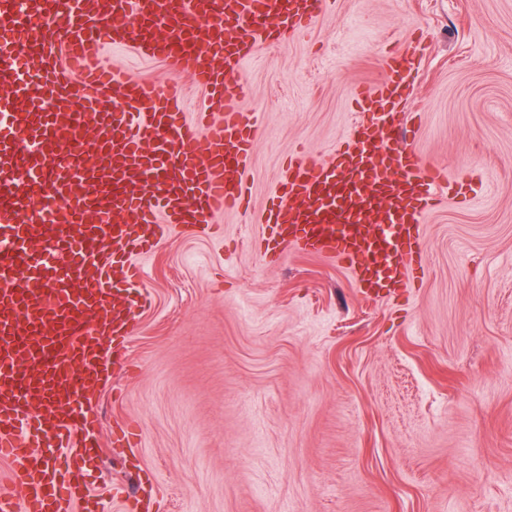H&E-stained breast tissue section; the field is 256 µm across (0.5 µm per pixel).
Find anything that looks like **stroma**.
I'll return each mask as SVG.
<instances>
[{
    "mask_svg": "<svg viewBox=\"0 0 512 512\" xmlns=\"http://www.w3.org/2000/svg\"><path fill=\"white\" fill-rule=\"evenodd\" d=\"M398 52L408 147L446 180L421 268L375 296L334 259L265 252L261 217L289 157L332 156ZM105 58L182 85V119L220 113L165 62ZM240 72L246 201L136 257L151 304L87 401L99 512H124L134 474L142 512H512V0H330Z\"/></svg>",
    "mask_w": 512,
    "mask_h": 512,
    "instance_id": "1",
    "label": "stroma"
}]
</instances>
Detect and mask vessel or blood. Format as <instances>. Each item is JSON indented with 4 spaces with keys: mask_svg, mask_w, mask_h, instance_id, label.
Returning <instances> with one entry per match:
<instances>
[{
    "mask_svg": "<svg viewBox=\"0 0 512 512\" xmlns=\"http://www.w3.org/2000/svg\"><path fill=\"white\" fill-rule=\"evenodd\" d=\"M0 0V512H89L94 450L81 399L133 330L134 256L170 225L200 228L245 199L258 127L241 61L293 35L327 0ZM135 43L222 107L179 121L183 91L110 68ZM222 65H212V58ZM397 54L359 92L364 119L330 159H291L263 215L268 251L336 259L364 292L406 287L441 171L408 150ZM120 89L134 117L113 111ZM26 109H18V99ZM94 119L95 137L86 121ZM41 408H34L33 400Z\"/></svg>",
    "mask_w": 512,
    "mask_h": 512,
    "instance_id": "1",
    "label": "vessel or blood"
}]
</instances>
